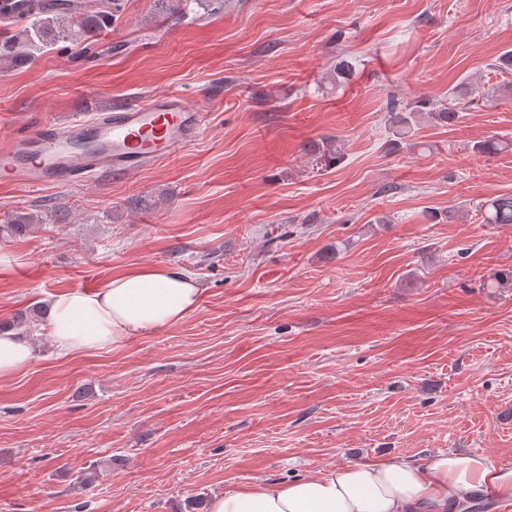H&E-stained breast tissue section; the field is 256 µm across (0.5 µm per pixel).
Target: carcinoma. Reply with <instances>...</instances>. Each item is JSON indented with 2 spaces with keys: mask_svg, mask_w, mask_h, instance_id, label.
I'll list each match as a JSON object with an SVG mask.
<instances>
[{
  "mask_svg": "<svg viewBox=\"0 0 512 512\" xmlns=\"http://www.w3.org/2000/svg\"><path fill=\"white\" fill-rule=\"evenodd\" d=\"M158 9L179 19L189 11V5L197 4L207 11L224 9V0H154ZM125 0H72L69 9L61 11L46 7L40 0H31L30 12L8 20L16 26L15 32L0 42V72H6L31 62L35 53L51 48L60 42L77 47L88 45L93 33L112 26L124 11ZM391 123L403 134L409 132L413 123L423 114L436 123H451L460 118L453 103L434 106L427 101H418L397 111L396 104L389 106ZM483 223L512 224V196L491 198L479 207ZM43 223V217L22 209L8 213L0 222V240L27 235ZM40 321V307H33L12 321L0 323L22 333L36 329Z\"/></svg>",
  "mask_w": 512,
  "mask_h": 512,
  "instance_id": "1",
  "label": "carcinoma"
}]
</instances>
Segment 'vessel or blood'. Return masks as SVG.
<instances>
[{
  "label": "vessel or blood",
  "mask_w": 512,
  "mask_h": 512,
  "mask_svg": "<svg viewBox=\"0 0 512 512\" xmlns=\"http://www.w3.org/2000/svg\"><path fill=\"white\" fill-rule=\"evenodd\" d=\"M205 130L204 114L176 93L118 106L92 120L45 121L0 146V179L69 187L101 173L131 174L172 159Z\"/></svg>",
  "instance_id": "vessel-or-blood-1"
}]
</instances>
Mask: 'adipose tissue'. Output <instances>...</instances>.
Returning a JSON list of instances; mask_svg holds the SVG:
<instances>
[{
    "label": "adipose tissue",
    "instance_id": "ef3b65f1",
    "mask_svg": "<svg viewBox=\"0 0 512 512\" xmlns=\"http://www.w3.org/2000/svg\"><path fill=\"white\" fill-rule=\"evenodd\" d=\"M194 276L158 266L113 276L93 291L52 295L44 326L60 353L117 348L173 326L199 302ZM30 337L0 332V379L30 364ZM492 491L512 501V468L483 454L440 453L424 461L392 454L308 473L288 482L257 480L213 497L208 512H448V501Z\"/></svg>",
    "mask_w": 512,
    "mask_h": 512
}]
</instances>
